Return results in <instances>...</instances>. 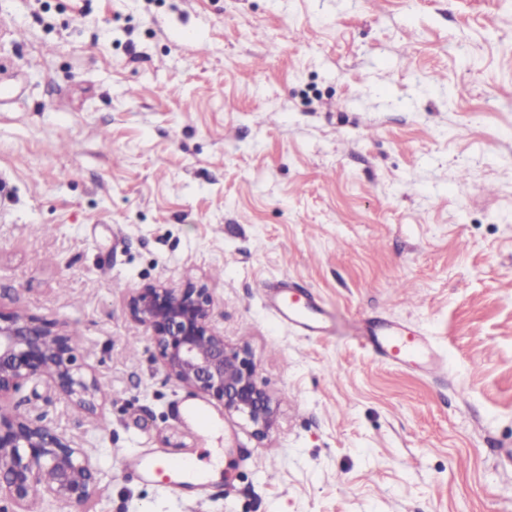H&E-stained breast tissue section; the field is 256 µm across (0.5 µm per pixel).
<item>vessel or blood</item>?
<instances>
[{
	"instance_id": "b4317fda",
	"label": "vessel or blood",
	"mask_w": 512,
	"mask_h": 512,
	"mask_svg": "<svg viewBox=\"0 0 512 512\" xmlns=\"http://www.w3.org/2000/svg\"><path fill=\"white\" fill-rule=\"evenodd\" d=\"M267 289L269 305L281 322L293 325L306 336L335 335L336 317L318 298L296 293L285 280L269 283ZM351 335L394 365L423 360L427 351L421 333L398 325L377 332L358 320L351 327Z\"/></svg>"
}]
</instances>
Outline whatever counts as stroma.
<instances>
[{"instance_id":"obj_1","label":"stroma","mask_w":512,"mask_h":512,"mask_svg":"<svg viewBox=\"0 0 512 512\" xmlns=\"http://www.w3.org/2000/svg\"><path fill=\"white\" fill-rule=\"evenodd\" d=\"M0 176V303L78 331L103 406L13 403L91 451L87 512H512V0H0ZM280 279L442 370L302 335ZM149 285L209 289L267 437L167 375Z\"/></svg>"}]
</instances>
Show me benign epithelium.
Here are the masks:
<instances>
[{"instance_id": "benign-epithelium-1", "label": "benign epithelium", "mask_w": 512, "mask_h": 512, "mask_svg": "<svg viewBox=\"0 0 512 512\" xmlns=\"http://www.w3.org/2000/svg\"><path fill=\"white\" fill-rule=\"evenodd\" d=\"M208 289L149 286L133 294L131 316L152 331L167 374L221 403L264 438L277 425V410L255 380L245 346L224 341L210 324ZM52 383L69 400L91 410L98 390L92 368L78 363L66 326L0 308V403L29 384ZM92 454L59 438L41 417L0 412V502L30 512L36 498L51 509L82 507L99 492Z\"/></svg>"}]
</instances>
